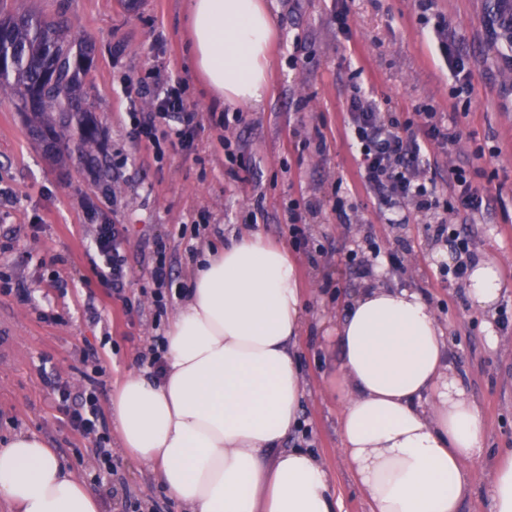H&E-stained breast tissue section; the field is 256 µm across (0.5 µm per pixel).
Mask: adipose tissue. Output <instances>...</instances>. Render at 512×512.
<instances>
[{
	"label": "adipose tissue",
	"mask_w": 512,
	"mask_h": 512,
	"mask_svg": "<svg viewBox=\"0 0 512 512\" xmlns=\"http://www.w3.org/2000/svg\"><path fill=\"white\" fill-rule=\"evenodd\" d=\"M190 62L224 102L268 90L276 21L268 0H191ZM166 335L161 379L129 373L108 405L131 457L153 463L188 512H338L326 469L282 449L297 426L302 383L292 348L303 321L296 264L282 246L243 235L210 249ZM473 307L503 284L474 263ZM344 403L342 452L371 512H460L464 471L486 437L481 410L446 375L439 323L416 292L361 290L336 329ZM489 512H512V455L484 486ZM0 501L13 512H100L95 492L38 436L0 446Z\"/></svg>",
	"instance_id": "ef3b65f1"
}]
</instances>
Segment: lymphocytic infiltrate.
<instances>
[{
	"label": "lymphocytic infiltrate",
	"mask_w": 512,
	"mask_h": 512,
	"mask_svg": "<svg viewBox=\"0 0 512 512\" xmlns=\"http://www.w3.org/2000/svg\"><path fill=\"white\" fill-rule=\"evenodd\" d=\"M133 137L162 158L165 146L190 147L201 127L200 113L184 105L182 82L160 75L159 67H151L147 76L137 81H124ZM350 136L359 155V175L364 188L377 200L395 208L412 206L419 211H436L440 199L432 182L423 177L420 158L430 140L445 147L455 146L461 135L456 127L441 129L432 112L419 113L417 120H403L394 112L380 111L361 94L351 98L348 119ZM87 218L95 225V235L87 252L89 270L100 283L109 287L113 297L125 309L133 304L125 294L126 257L121 250L123 229L96 210H88ZM100 382L88 377L79 392L67 384L52 382L60 407L70 429L93 442L100 476L112 475L115 468L106 421L97 395Z\"/></svg>",
	"instance_id": "obj_1"
}]
</instances>
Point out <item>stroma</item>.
Instances as JSON below:
<instances>
[{"label":"stroma","mask_w":512,"mask_h":512,"mask_svg":"<svg viewBox=\"0 0 512 512\" xmlns=\"http://www.w3.org/2000/svg\"><path fill=\"white\" fill-rule=\"evenodd\" d=\"M188 0H0V13L34 7L59 14L93 42L83 88L101 148L91 157L57 158L33 139L24 118L0 102V271L28 297L0 295V444L20 432L44 439L61 461L99 496L101 512H135L157 503L159 512H185L158 480L151 464L127 456L110 430V482L94 478V447L71 432L47 383L58 377L72 390L85 384L81 352H97L103 368L100 404L131 371L157 325L153 320L156 240L166 244L175 287H185L198 249L258 233L283 244L297 263L305 318L293 347L303 382L299 427L284 448H303L328 470L339 512H371L341 452L336 396L341 375L336 327L345 299L373 283L419 293L434 310L450 350L454 376L474 398L487 428L480 457L467 463L473 489L462 512H488L483 480L512 452V52L499 50L488 0H433L420 12L415 0H273L278 35L270 51L269 93L260 107L239 106L240 122L214 124L224 107L189 65ZM348 10V33L336 12ZM444 27L470 64V89L460 93L438 50ZM186 87L187 106L202 127L192 146L168 150L163 159L131 135L124 80L144 76L156 61ZM384 112L408 116L428 106L440 126L457 123L463 136L452 149L429 145L427 175L440 197L450 195L454 166L481 172L476 183L487 199L482 211L449 212L470 240L473 260L493 262L505 293L496 310L474 309L464 281L441 267L451 249L433 233L434 213L403 208L407 220L390 223V211L364 189L346 135L353 88ZM249 166L246 181L229 173L224 140ZM324 151H316L317 142ZM344 208H337V200ZM96 207L126 232L127 289L134 309L91 277L86 256L94 228L86 219ZM297 216L307 241L288 234ZM60 280L53 288L51 280ZM61 315L58 323L42 312ZM97 319H90V311ZM497 347L486 341L488 332Z\"/></svg>","instance_id":"1"}]
</instances>
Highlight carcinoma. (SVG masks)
Masks as SVG:
<instances>
[{"label": "carcinoma", "instance_id": "carcinoma-1", "mask_svg": "<svg viewBox=\"0 0 512 512\" xmlns=\"http://www.w3.org/2000/svg\"><path fill=\"white\" fill-rule=\"evenodd\" d=\"M494 10L506 45L512 47V3L495 0ZM3 23L0 55L12 58V65L0 71V95L26 116L34 135L60 155L70 152V131L77 126L76 152L86 156L98 145L87 100L80 93L91 57L90 40L80 38L64 21L34 10L5 15ZM31 99L38 101L32 112Z\"/></svg>", "mask_w": 512, "mask_h": 512}]
</instances>
